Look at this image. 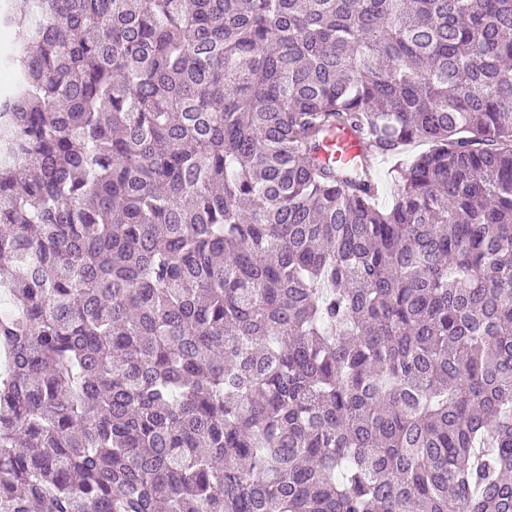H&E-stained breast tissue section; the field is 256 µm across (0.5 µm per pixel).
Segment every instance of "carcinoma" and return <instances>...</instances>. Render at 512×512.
I'll use <instances>...</instances> for the list:
<instances>
[{
	"mask_svg": "<svg viewBox=\"0 0 512 512\" xmlns=\"http://www.w3.org/2000/svg\"><path fill=\"white\" fill-rule=\"evenodd\" d=\"M24 3L0 512H512V0ZM370 156L372 160L378 157L373 154L366 140L353 129L337 131L326 139L319 151V158L331 165L341 164L347 167H357ZM401 158L384 157L383 162L376 167V174L383 184V191L379 197V206L382 208L390 207L396 195V183L393 179V173Z\"/></svg>",
	"mask_w": 512,
	"mask_h": 512,
	"instance_id": "cac0c4a2",
	"label": "carcinoma"
}]
</instances>
